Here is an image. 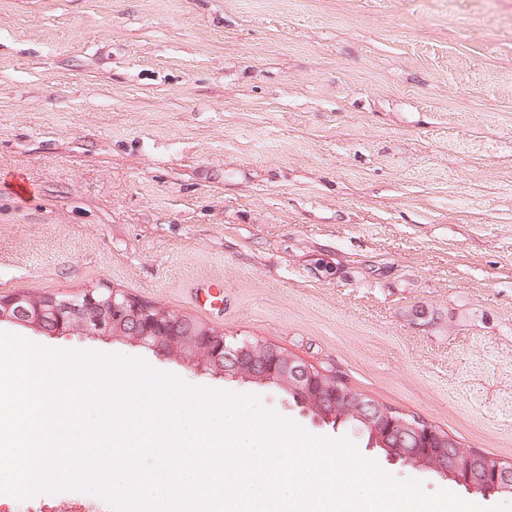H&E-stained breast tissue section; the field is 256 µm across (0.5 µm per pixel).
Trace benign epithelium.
<instances>
[{
	"mask_svg": "<svg viewBox=\"0 0 512 512\" xmlns=\"http://www.w3.org/2000/svg\"><path fill=\"white\" fill-rule=\"evenodd\" d=\"M49 336L106 337L182 362L196 374L279 392L313 422L348 428L368 447L390 449L387 458L440 478L452 476L474 492H512V463L478 475L451 437L418 417L393 411L334 379V374L260 339L231 342L224 331L157 305L134 300L118 288H90L77 296L0 295V323Z\"/></svg>",
	"mask_w": 512,
	"mask_h": 512,
	"instance_id": "obj_1",
	"label": "benign epithelium"
}]
</instances>
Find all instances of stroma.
<instances>
[{"label":"stroma","mask_w":512,"mask_h":512,"mask_svg":"<svg viewBox=\"0 0 512 512\" xmlns=\"http://www.w3.org/2000/svg\"><path fill=\"white\" fill-rule=\"evenodd\" d=\"M108 287L512 463V0H0V295Z\"/></svg>","instance_id":"obj_1"}]
</instances>
